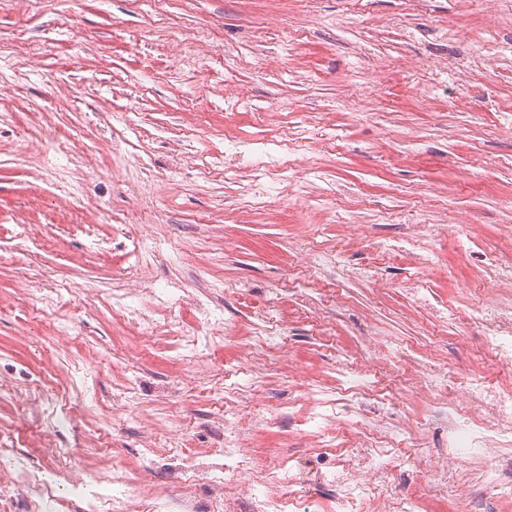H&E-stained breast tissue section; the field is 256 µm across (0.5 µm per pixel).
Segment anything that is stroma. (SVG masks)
I'll return each instance as SVG.
<instances>
[{
  "label": "stroma",
  "instance_id": "stroma-1",
  "mask_svg": "<svg viewBox=\"0 0 512 512\" xmlns=\"http://www.w3.org/2000/svg\"><path fill=\"white\" fill-rule=\"evenodd\" d=\"M397 64L378 70L381 60ZM247 84L228 103L225 90ZM254 165L224 177V135ZM287 153L269 182L265 154ZM68 196L69 211L57 203ZM104 244L91 252L82 232ZM360 227L348 243L344 227ZM422 224L435 265L387 257L383 280L351 279L375 243ZM148 251L158 320H198L180 288L221 280L217 303L238 339L211 360H176L172 340L139 347L144 374L128 414L112 418L131 328L112 306ZM340 252L339 268L302 269V251ZM512 265V0L485 16L478 0H0V380L42 379L67 406L84 403L61 448L137 447L143 416L180 424L193 451L212 448L204 420L224 407V372L255 314L279 289L296 381L273 369L254 407L287 414L256 432L255 450L299 452L312 490L327 456L304 427L335 399L342 358L378 363L369 330L401 354L382 383L387 414L414 423L403 368L439 357L493 384L469 316L512 305L498 269ZM422 274L447 324L407 289ZM75 335L60 347L54 327ZM90 379L67 380L75 367Z\"/></svg>",
  "mask_w": 512,
  "mask_h": 512
}]
</instances>
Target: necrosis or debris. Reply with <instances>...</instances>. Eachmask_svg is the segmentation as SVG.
I'll return each instance as SVG.
<instances>
[{
	"mask_svg": "<svg viewBox=\"0 0 512 512\" xmlns=\"http://www.w3.org/2000/svg\"><path fill=\"white\" fill-rule=\"evenodd\" d=\"M149 281L125 289L127 317L137 337L178 339L182 360L209 356L216 336L231 339L237 330L224 323L210 300L193 297L199 327L178 320L158 321L134 301L152 295ZM259 338L241 349L222 415L210 418L215 446L198 454L174 446L156 448L144 438L135 453L137 468L121 461L106 465L105 451L90 448L83 459L54 440L56 411L43 408L42 384L17 391L29 413L40 418L43 432L34 450H0V512H322L319 498L303 501L293 494L301 474L290 457L256 458L253 435L258 426L279 419L269 407L243 413L238 392L269 370L274 359H287L284 339L288 321L278 299L258 313ZM473 321L495 363L512 368V307L489 304ZM382 374L376 365L355 363L343 370V406L354 440L340 439L322 482L335 512H419L423 492L450 498L455 512H487L492 496H512V481L500 476V463L512 447V389L464 375L456 384L432 364L414 367L409 391L429 397L430 419L440 422L445 437L433 442L414 427L375 420L369 409ZM156 472L150 487H141L137 469Z\"/></svg>",
	"mask_w": 512,
	"mask_h": 512,
	"instance_id": "1",
	"label": "necrosis or debris"
}]
</instances>
